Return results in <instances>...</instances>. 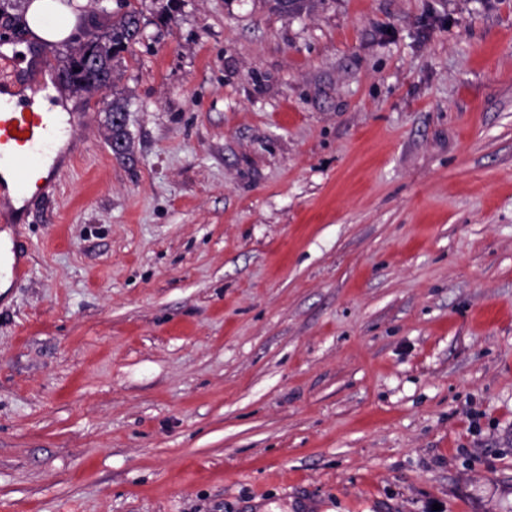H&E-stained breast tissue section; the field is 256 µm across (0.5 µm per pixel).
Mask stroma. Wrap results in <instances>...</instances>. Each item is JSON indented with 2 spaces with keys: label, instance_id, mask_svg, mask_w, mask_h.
I'll list each match as a JSON object with an SVG mask.
<instances>
[{
  "label": "stroma",
  "instance_id": "obj_1",
  "mask_svg": "<svg viewBox=\"0 0 512 512\" xmlns=\"http://www.w3.org/2000/svg\"><path fill=\"white\" fill-rule=\"evenodd\" d=\"M119 0L0 242V512H512V0ZM139 18L135 10H127L112 15V32L93 36L85 42H79L69 55L67 68L63 72L64 80L85 92L107 87L112 82L114 62L120 53L126 52L138 42ZM90 54L93 64L82 65V58ZM78 69V72H74ZM105 112H111L112 115V151L116 155H124L128 150V133L125 122H119L117 119L127 112V107L120 98L112 97V102L107 105Z\"/></svg>",
  "mask_w": 512,
  "mask_h": 512
}]
</instances>
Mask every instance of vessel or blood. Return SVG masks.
Masks as SVG:
<instances>
[{"mask_svg": "<svg viewBox=\"0 0 512 512\" xmlns=\"http://www.w3.org/2000/svg\"><path fill=\"white\" fill-rule=\"evenodd\" d=\"M76 126L75 116L45 109L34 97L0 98V171L13 177L9 185L0 179L1 223H8L17 204L28 203L30 187L43 194L54 188Z\"/></svg>", "mask_w": 512, "mask_h": 512, "instance_id": "b4317fda", "label": "vessel or blood"}]
</instances>
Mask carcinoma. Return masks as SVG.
<instances>
[{"label":"carcinoma","instance_id":"1","mask_svg":"<svg viewBox=\"0 0 512 512\" xmlns=\"http://www.w3.org/2000/svg\"><path fill=\"white\" fill-rule=\"evenodd\" d=\"M138 30L136 11L127 10L112 15L111 33L94 36L72 50L63 72L64 80L85 92L107 87L112 82L114 62L119 59L120 53L137 43ZM106 111L112 115V151L124 155L128 150V133L125 123L118 121V117L127 112V107L121 99L114 98Z\"/></svg>","mask_w":512,"mask_h":512}]
</instances>
